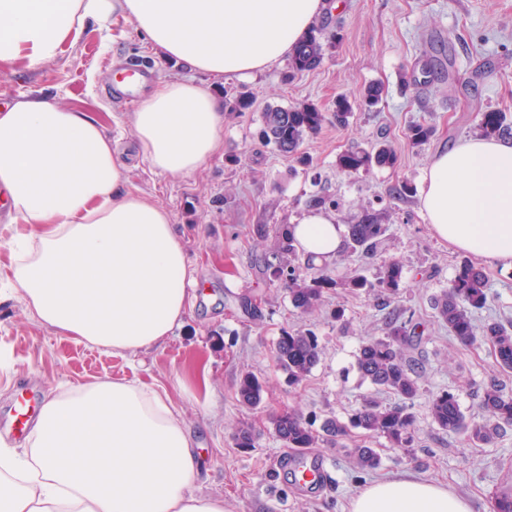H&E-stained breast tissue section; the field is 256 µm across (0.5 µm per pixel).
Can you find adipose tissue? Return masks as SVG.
<instances>
[{
  "label": "adipose tissue",
  "instance_id": "1",
  "mask_svg": "<svg viewBox=\"0 0 512 512\" xmlns=\"http://www.w3.org/2000/svg\"><path fill=\"white\" fill-rule=\"evenodd\" d=\"M323 0H0V65L34 70L87 24L122 18L186 74L155 85L131 117L156 173L186 176L221 148L227 78L252 79L288 59ZM0 191L10 223V293L41 324L78 342L129 354L162 343L193 299L169 211L127 187L112 140L85 113L41 92L0 106ZM419 206L431 234L477 258L512 266V140L468 138L438 150ZM289 233L323 263L344 230L320 208ZM202 461L168 397L101 380L42 406L22 450L0 448V512H228L197 493ZM350 512H472L437 483L398 476L365 485Z\"/></svg>",
  "mask_w": 512,
  "mask_h": 512
}]
</instances>
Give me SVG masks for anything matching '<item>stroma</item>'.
I'll return each instance as SVG.
<instances>
[{
  "mask_svg": "<svg viewBox=\"0 0 512 512\" xmlns=\"http://www.w3.org/2000/svg\"><path fill=\"white\" fill-rule=\"evenodd\" d=\"M320 22L339 39L315 70L284 80L286 65L257 78L225 79L224 89L246 88L252 111L225 114L223 145L206 167L185 176L157 174L144 163L130 117L136 99L115 100L119 64H151L156 81L179 76L146 44L134 25L116 20L110 33L86 27L61 55L30 71L0 66V105L41 90L65 107L87 113L109 135L128 164V186L171 214L187 257L188 271L204 291L193 298L181 327L159 346L115 355L59 335L40 324L20 297L0 302V423L13 415L22 390L44 395L102 379L132 380L164 390L203 449L205 476L199 493L223 496L229 512H349L366 484L404 472L442 483L465 496L473 512H491L493 491L512 486V430L475 447L432 425L433 393H458L468 415H478L476 390L497 373L487 346L467 347L438 324L432 299L447 288L464 253L434 239L420 214V177L439 147L478 136L482 112L512 117V0H324ZM381 83L376 110H355L348 127L327 121L300 147L309 165L280 155L259 137L266 106L316 103L332 112L336 97H358ZM436 129L429 143L413 147L410 124ZM387 139L396 167L356 177L338 171L336 158L350 146ZM409 185L398 195L401 185ZM323 199L341 224L357 222L367 208L383 210L387 238L370 264L343 253L328 271L365 268L374 276L391 261L403 268L392 307L424 327L407 356L420 364V391L412 411L418 431L410 451L373 440L382 466L362 473L344 449L322 446L334 478L322 496L297 495L280 466L285 451L271 429V412L297 408L318 417L346 418L363 398L385 404L396 398L363 381L355 355L364 337L382 335L385 313L375 294L329 287L320 306L304 315L293 309L284 280L266 270L279 251L280 232L305 208ZM490 302L475 312L476 325L512 320V267L484 263ZM313 331L321 361L298 386L288 383L274 347L282 331ZM263 386L258 407L236 395L241 373ZM251 425L254 447L235 444L240 425Z\"/></svg>",
  "mask_w": 512,
  "mask_h": 512,
  "instance_id": "obj_1",
  "label": "stroma"
}]
</instances>
